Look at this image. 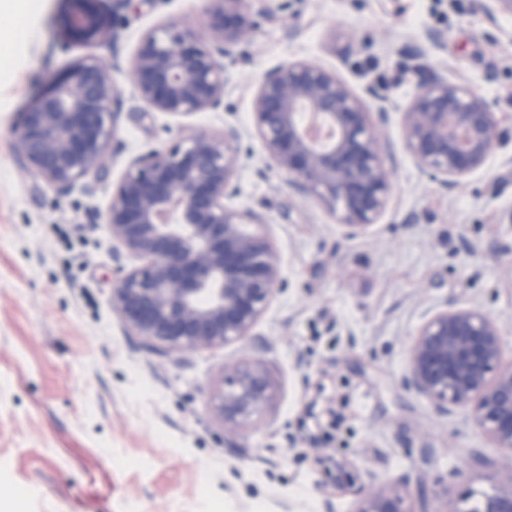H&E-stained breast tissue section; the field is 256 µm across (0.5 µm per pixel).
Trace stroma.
Segmentation results:
<instances>
[{
	"label": "stroma",
	"mask_w": 512,
	"mask_h": 512,
	"mask_svg": "<svg viewBox=\"0 0 512 512\" xmlns=\"http://www.w3.org/2000/svg\"><path fill=\"white\" fill-rule=\"evenodd\" d=\"M32 39L0 41V512H354L356 486L406 480L432 512H472L512 484V453L491 447L466 412L434 413L401 387L406 348L449 302L483 309L512 354V18L483 0H296L265 21L228 67L224 109L195 126H253L263 71L314 60L355 92L373 84L400 117L420 75L479 84L502 140L487 169L442 192L399 155L388 209L350 237L316 198L268 168L257 140L232 203L264 212L287 288L250 339L190 355L144 351L112 309L115 243L104 222L134 155L171 144L170 118L137 112L130 62L171 17L200 29L204 0H142L117 46L66 34L68 0H38ZM296 37H289V28ZM448 35L411 54L428 29ZM113 65L125 113L121 153L89 187L58 195L22 166L19 114L87 57ZM262 359L276 396L233 433L210 412L225 365ZM482 451L488 466L472 463ZM334 452L354 478L332 482Z\"/></svg>",
	"instance_id": "35a3bbf8"
}]
</instances>
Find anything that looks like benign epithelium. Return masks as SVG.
Instances as JSON below:
<instances>
[{"label": "benign epithelium", "mask_w": 512, "mask_h": 512, "mask_svg": "<svg viewBox=\"0 0 512 512\" xmlns=\"http://www.w3.org/2000/svg\"><path fill=\"white\" fill-rule=\"evenodd\" d=\"M69 35L118 44L133 0H73ZM198 36L170 18L146 31L131 60L135 98L146 112L184 121L224 109L226 62L250 40L259 17L249 0H206ZM491 16L512 17V0H486ZM121 93L112 67L85 58L55 79L19 116L16 153L65 196L118 153ZM253 129L226 122L220 131L182 125L162 149L132 157L112 188L105 213L123 270L112 309L145 348L190 354L248 339L285 280L269 237L268 217L231 204L245 135L257 139L271 168L297 193L319 199L348 234L366 232L385 214L396 146L381 137L389 121L375 85L357 94L307 58L267 68L252 101ZM401 149L443 191L483 170L499 144L491 104L475 87L432 74L419 80L401 115ZM403 388L439 415L469 412L495 448L512 453V359L502 332L478 307H442L410 337ZM274 398L262 362L224 368L211 413L233 433ZM355 512H429L407 507L402 484L357 491ZM477 512H512V485L483 494Z\"/></svg>", "instance_id": "benign-epithelium-1"}]
</instances>
